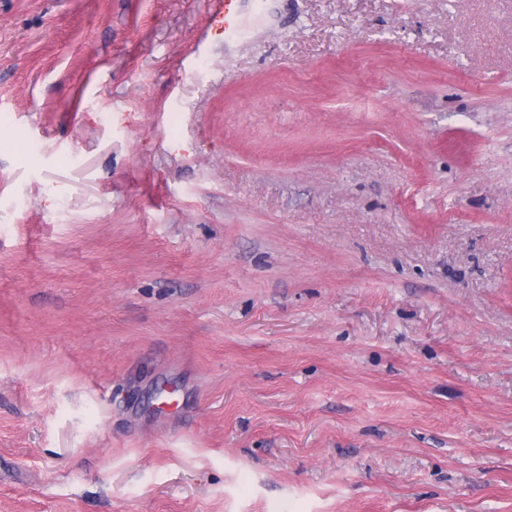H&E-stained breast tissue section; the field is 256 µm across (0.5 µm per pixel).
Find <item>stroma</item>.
<instances>
[{
	"label": "stroma",
	"instance_id": "1",
	"mask_svg": "<svg viewBox=\"0 0 512 512\" xmlns=\"http://www.w3.org/2000/svg\"><path fill=\"white\" fill-rule=\"evenodd\" d=\"M0 0V512H512V0Z\"/></svg>",
	"mask_w": 512,
	"mask_h": 512
}]
</instances>
